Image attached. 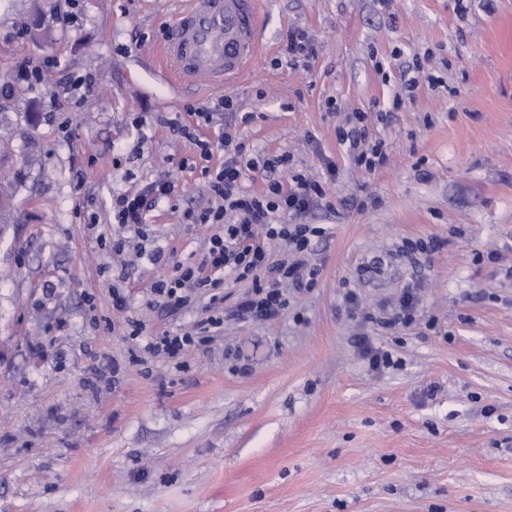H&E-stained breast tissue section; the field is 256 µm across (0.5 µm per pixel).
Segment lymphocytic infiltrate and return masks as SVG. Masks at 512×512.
I'll return each mask as SVG.
<instances>
[{"mask_svg": "<svg viewBox=\"0 0 512 512\" xmlns=\"http://www.w3.org/2000/svg\"><path fill=\"white\" fill-rule=\"evenodd\" d=\"M369 137L365 114L360 110L350 112L345 125L336 129V139L345 146L351 164L371 173L384 167L388 156L382 142H370ZM223 138L224 162L209 180L214 203L185 215L188 223L215 228L205 256L195 264L177 260L172 252L156 250L149 255L153 263L170 268L168 274L150 286L157 306L178 311L190 302L194 291L205 288L210 293L211 309L191 332L151 337L145 349L154 357L176 359L210 341L213 329L224 324V312L219 305L224 300L226 277L251 283L250 291L236 305L237 315L265 320L287 307L284 287L308 291L322 275L321 266L310 264L308 256L325 229L318 224L298 223L297 218L326 205L323 186L298 174L286 184L275 178L267 180L258 193L246 190L244 183L250 172L272 168L276 163L288 164L290 158L284 155L274 162H259L246 157L236 133L225 132ZM173 190L172 183L154 182L138 193L117 197L114 211L118 224L142 234L147 213L171 196ZM286 215L292 216V223H283ZM273 242L284 247L287 258L272 259L269 245Z\"/></svg>", "mask_w": 512, "mask_h": 512, "instance_id": "f902f5d3", "label": "lymphocytic infiltrate"}]
</instances>
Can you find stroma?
I'll return each mask as SVG.
<instances>
[{
    "instance_id": "obj_1",
    "label": "stroma",
    "mask_w": 512,
    "mask_h": 512,
    "mask_svg": "<svg viewBox=\"0 0 512 512\" xmlns=\"http://www.w3.org/2000/svg\"><path fill=\"white\" fill-rule=\"evenodd\" d=\"M178 2L0 0V174L15 188L0 512H512V0H263L275 51L220 92L174 87L152 63ZM36 7L45 44L24 24ZM291 27L312 57L283 55ZM416 60L425 76L391 111ZM355 109L389 157L370 174L336 139ZM175 123L215 165L238 125L247 157L290 154L273 177H315L333 204L301 218L326 229L315 288L286 289L262 321L235 315L250 284L227 279L223 327L176 361L147 356V337L189 328L208 298L160 314L165 268L147 254L200 258L212 229L183 214L213 197ZM155 181L175 192L141 238L113 202ZM116 280L141 336L112 309ZM408 290L415 323L384 327ZM363 336L392 366L369 367ZM97 356L116 381L95 379Z\"/></svg>"
}]
</instances>
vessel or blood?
Returning <instances> with one entry per match:
<instances>
[{
    "label": "vessel or blood",
    "mask_w": 512,
    "mask_h": 512,
    "mask_svg": "<svg viewBox=\"0 0 512 512\" xmlns=\"http://www.w3.org/2000/svg\"><path fill=\"white\" fill-rule=\"evenodd\" d=\"M265 22L261 0H182L157 48L156 65L176 87L238 83L272 50Z\"/></svg>",
    "instance_id": "vessel-or-blood-1"
}]
</instances>
